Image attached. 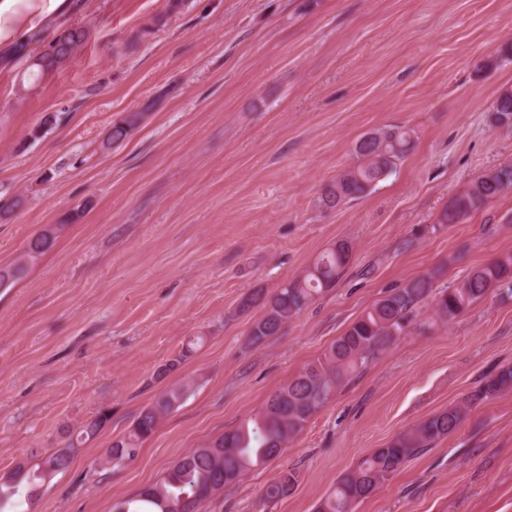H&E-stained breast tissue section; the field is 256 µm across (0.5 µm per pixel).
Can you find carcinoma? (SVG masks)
<instances>
[{
  "mask_svg": "<svg viewBox=\"0 0 512 512\" xmlns=\"http://www.w3.org/2000/svg\"><path fill=\"white\" fill-rule=\"evenodd\" d=\"M88 29L71 26L57 33L47 51L37 58L35 74L44 77L58 70L86 41ZM494 121L512 125V93L502 92L493 102ZM139 115H130L112 126L108 141L124 140L135 128ZM360 138L354 152L358 164L341 172L327 184L318 199L319 206L334 209L368 194L404 161L412 149V136L405 127L377 129ZM512 188V163L504 164L472 181L457 194L439 219L449 224L479 209L487 201ZM63 225L54 224L33 236L24 254L12 265L0 266V288L16 282L28 263L49 252L56 244ZM352 255L349 242L326 250L302 275L274 289L271 295L254 293L243 306L260 303L266 309L250 332L258 343L276 335L294 320L322 292L334 287ZM512 293V253H505L472 271L453 287L436 292L432 277L421 275L379 299L340 336L320 360L308 365L287 385L275 392L263 410L207 444L181 456L154 484L134 496L116 501L112 512H172L170 505H182L183 512H201L204 504L224 489L240 481L253 467L271 461L283 446L298 436L312 417L331 402L337 391L371 361L390 341L417 325L421 309L432 301V322L449 323L483 299L489 292ZM192 385H174L161 391L132 422L127 434L112 442L104 464L120 466L137 458L142 444L163 420L189 396ZM512 390V366L500 367L481 382L461 403L435 414L398 436L383 448L375 449L356 468L341 476L334 488L319 502L316 512H354L356 503L393 476L407 461L453 433L468 411L483 402ZM105 416L97 417L80 429L62 448L46 455L32 467L18 465L0 481V512L20 493L38 497L47 478L67 469L68 451L94 437ZM297 483V473L288 470L264 488L260 503L265 509L288 496Z\"/></svg>",
  "mask_w": 512,
  "mask_h": 512,
  "instance_id": "carcinoma-1",
  "label": "carcinoma"
}]
</instances>
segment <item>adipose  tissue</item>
<instances>
[{
	"mask_svg": "<svg viewBox=\"0 0 512 512\" xmlns=\"http://www.w3.org/2000/svg\"><path fill=\"white\" fill-rule=\"evenodd\" d=\"M78 6V0H0V49L24 44L39 52V44L30 40L32 30L55 29Z\"/></svg>",
	"mask_w": 512,
	"mask_h": 512,
	"instance_id": "obj_1",
	"label": "adipose tissue"
}]
</instances>
